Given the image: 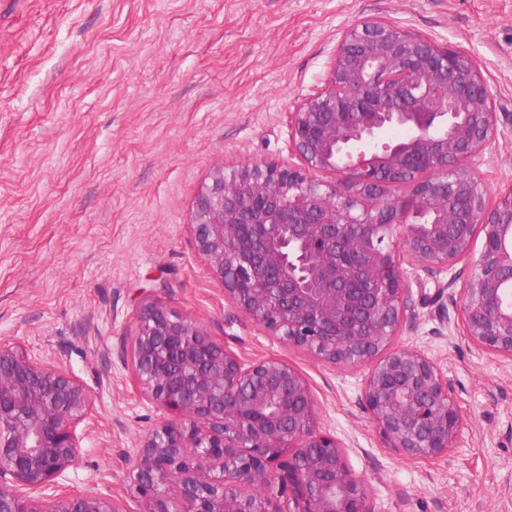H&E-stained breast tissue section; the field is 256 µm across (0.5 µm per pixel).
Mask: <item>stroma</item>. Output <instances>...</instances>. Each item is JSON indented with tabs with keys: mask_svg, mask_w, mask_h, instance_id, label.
Segmentation results:
<instances>
[{
	"mask_svg": "<svg viewBox=\"0 0 512 512\" xmlns=\"http://www.w3.org/2000/svg\"><path fill=\"white\" fill-rule=\"evenodd\" d=\"M395 23L478 64L499 136L480 158L489 204L512 188V0H0V341L72 371L93 406L61 491L145 512L133 460L163 418L132 364L158 302L244 363L280 358L308 381L373 512H512V361L447 320L468 261L408 271L394 346L424 351L463 414L431 462L384 447L366 369L289 347L224 294L193 233L227 163H296L288 115L322 89L344 32Z\"/></svg>",
	"mask_w": 512,
	"mask_h": 512,
	"instance_id": "1",
	"label": "stroma"
}]
</instances>
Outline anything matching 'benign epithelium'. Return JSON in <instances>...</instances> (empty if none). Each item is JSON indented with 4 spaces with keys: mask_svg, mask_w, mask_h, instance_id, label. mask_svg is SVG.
Here are the masks:
<instances>
[{
    "mask_svg": "<svg viewBox=\"0 0 512 512\" xmlns=\"http://www.w3.org/2000/svg\"><path fill=\"white\" fill-rule=\"evenodd\" d=\"M394 128L406 136L384 139ZM497 130L470 56L362 21L325 86L291 113L300 164L227 165L195 204L197 249L224 293L288 345L369 368L364 404L384 446L410 459L447 453L463 416L430 357L391 346L408 270L469 260L457 323L512 360V188L487 206L472 166ZM132 360L143 392L178 416L137 451L146 512H372L288 362L245 364L160 303L138 315ZM91 406L72 372L0 343V512H123L97 495L47 494L76 463Z\"/></svg>",
    "mask_w": 512,
    "mask_h": 512,
    "instance_id": "obj_1",
    "label": "benign epithelium"
}]
</instances>
